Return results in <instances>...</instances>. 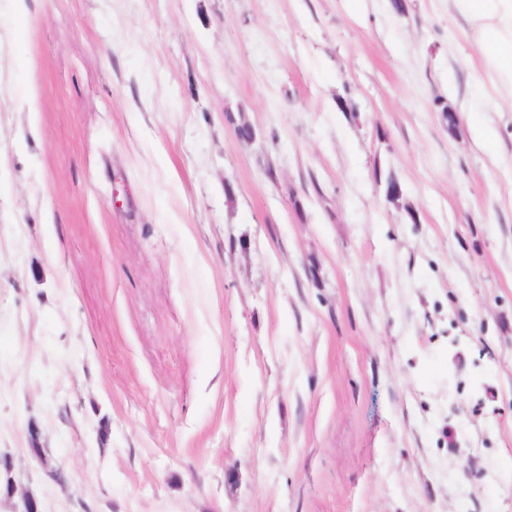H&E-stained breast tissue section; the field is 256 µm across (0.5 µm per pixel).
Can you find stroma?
<instances>
[{
  "label": "stroma",
  "mask_w": 512,
  "mask_h": 512,
  "mask_svg": "<svg viewBox=\"0 0 512 512\" xmlns=\"http://www.w3.org/2000/svg\"><path fill=\"white\" fill-rule=\"evenodd\" d=\"M473 55L448 0H0V512H512Z\"/></svg>",
  "instance_id": "1"
}]
</instances>
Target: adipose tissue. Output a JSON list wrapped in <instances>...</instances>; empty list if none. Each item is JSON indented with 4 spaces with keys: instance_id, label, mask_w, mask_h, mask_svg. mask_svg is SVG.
I'll return each instance as SVG.
<instances>
[{
    "instance_id": "ef3b65f1",
    "label": "adipose tissue",
    "mask_w": 512,
    "mask_h": 512,
    "mask_svg": "<svg viewBox=\"0 0 512 512\" xmlns=\"http://www.w3.org/2000/svg\"><path fill=\"white\" fill-rule=\"evenodd\" d=\"M448 12L466 22L484 79L512 98V0H448Z\"/></svg>"
}]
</instances>
